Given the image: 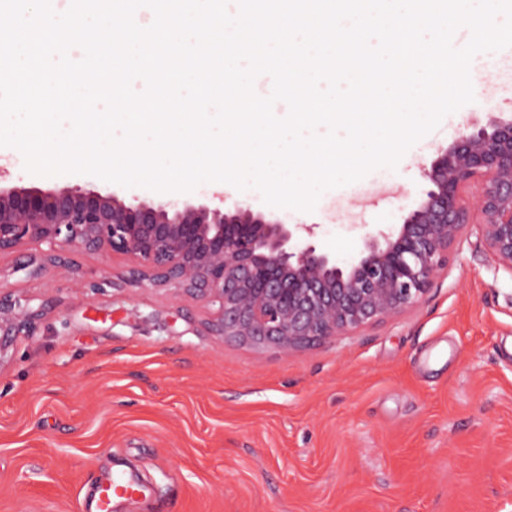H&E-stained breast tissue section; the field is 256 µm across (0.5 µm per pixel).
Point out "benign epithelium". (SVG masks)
Returning a JSON list of instances; mask_svg holds the SVG:
<instances>
[{
  "label": "benign epithelium",
  "instance_id": "1",
  "mask_svg": "<svg viewBox=\"0 0 512 512\" xmlns=\"http://www.w3.org/2000/svg\"><path fill=\"white\" fill-rule=\"evenodd\" d=\"M430 188L398 228L362 236L360 258L340 266L299 227L236 206L169 197L118 201L75 184L0 186V254L25 243L33 277L66 261L55 248L132 260L125 283L202 303L217 336L289 352L356 332L422 303L466 228L512 274V119L492 116L438 151ZM34 313L0 292V367Z\"/></svg>",
  "mask_w": 512,
  "mask_h": 512
}]
</instances>
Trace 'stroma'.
I'll list each match as a JSON object with an SVG mask.
<instances>
[{"mask_svg": "<svg viewBox=\"0 0 512 512\" xmlns=\"http://www.w3.org/2000/svg\"><path fill=\"white\" fill-rule=\"evenodd\" d=\"M491 114L512 117V95L487 87L396 169L332 189L314 211L230 185L224 206L315 225L350 263L362 225L402 223L437 149ZM0 184L153 195L29 174L11 147ZM41 250L0 256V290L38 312L0 367V512H85L91 484L123 472L153 495L120 512H512V274L477 226L425 303L289 353L212 335L193 299L113 290L125 256L68 249L70 269L30 277L20 264Z\"/></svg>", "mask_w": 512, "mask_h": 512, "instance_id": "stroma-1", "label": "stroma"}]
</instances>
